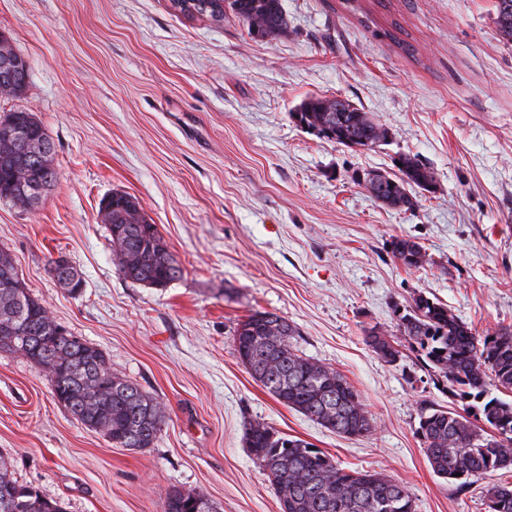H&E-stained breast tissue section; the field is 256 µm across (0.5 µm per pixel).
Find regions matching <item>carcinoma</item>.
I'll return each instance as SVG.
<instances>
[{"label": "carcinoma", "instance_id": "cac0c4a2", "mask_svg": "<svg viewBox=\"0 0 512 512\" xmlns=\"http://www.w3.org/2000/svg\"><path fill=\"white\" fill-rule=\"evenodd\" d=\"M181 14L205 16L219 23L231 11L262 39L275 40L288 33V16L282 0H171ZM499 35L512 42V0H495ZM310 96L293 117L320 138L349 149H371L385 142L388 131L370 113L343 99ZM13 122L46 143L43 159H33L22 149L0 156V200L27 207L30 191L39 198L58 179L55 145L33 112L10 110L0 116V126ZM398 173H383L370 194L394 210L417 204L414 188L431 191L434 172L416 157L402 155ZM106 213L112 255L120 275L136 284L165 288L183 275L180 262L169 250L157 225L143 213L138 199L124 191L107 195ZM393 257L408 269L427 264V254L411 238L395 237ZM50 273L61 284L82 272L73 264L64 268L49 261ZM9 276L13 288H0V312L8 309L19 318L22 337L4 345L20 351L46 372L54 397L86 428L100 431L123 448H148L165 424V411L153 396L135 383L112 375L103 352L71 331L47 330V307L32 296L19 277L13 258L0 249V278ZM397 328L408 349L424 366L442 374L461 409L433 401L420 403L419 435L432 471L462 489L472 479L502 469H512V400L489 395L487 385L512 394V331L496 329L477 336L448 306L422 293L413 295ZM297 328L271 311H255L237 323L235 351L252 378L283 405L311 418L322 427L347 436L363 435L374 419L358 395L336 369L304 357L292 339ZM366 344L383 361L395 364L402 356L400 344L373 328ZM244 441L255 460L267 468L277 490L280 512H414L413 500L399 481L368 470H344L330 456L301 438L267 424L245 427ZM490 512H512V487L493 484L484 490ZM0 512H63L60 502L22 487L9 466L0 470ZM165 512H214L207 495L199 490L168 493Z\"/></svg>", "mask_w": 512, "mask_h": 512}]
</instances>
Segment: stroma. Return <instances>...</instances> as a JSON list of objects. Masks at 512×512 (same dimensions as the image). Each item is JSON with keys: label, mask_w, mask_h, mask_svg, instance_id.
Masks as SVG:
<instances>
[{"label": "stroma", "mask_w": 512, "mask_h": 512, "mask_svg": "<svg viewBox=\"0 0 512 512\" xmlns=\"http://www.w3.org/2000/svg\"><path fill=\"white\" fill-rule=\"evenodd\" d=\"M288 33L268 42L225 15L188 18L169 0H0V31L30 65L0 111L41 119L57 184L24 209L0 201V247L58 322L101 349L112 374L166 408L151 447L121 448L54 399L42 368L0 350V454L14 479L66 512H164L174 489L216 512H280L244 426L299 437L346 469L404 483L415 512H488L481 476L465 491L435 475L419 403L450 405L414 353L396 364L365 342L397 336L414 293L476 333L512 330V43L494 0H282ZM341 96L389 132L352 150L298 125L309 96ZM429 166L433 192L398 211L364 186L401 155ZM135 196L183 276L165 288L119 274L102 199ZM429 263L394 262L396 237ZM66 256L82 295L58 288ZM256 310L288 318L300 354L339 370L371 413L363 436L288 408L239 360L234 330Z\"/></svg>", "instance_id": "obj_1"}]
</instances>
